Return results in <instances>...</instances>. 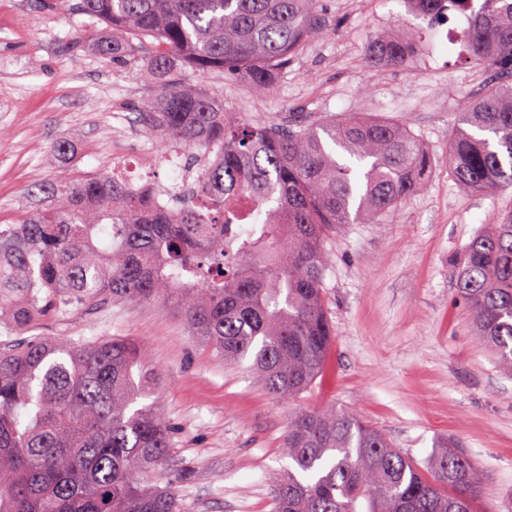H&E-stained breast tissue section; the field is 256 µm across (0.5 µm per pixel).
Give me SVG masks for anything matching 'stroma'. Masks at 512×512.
I'll list each match as a JSON object with an SVG mask.
<instances>
[{"mask_svg":"<svg viewBox=\"0 0 512 512\" xmlns=\"http://www.w3.org/2000/svg\"><path fill=\"white\" fill-rule=\"evenodd\" d=\"M322 31L253 93L223 74L188 72L255 123L315 122L361 112L404 124L432 165L423 188L376 224H343L325 243L323 296L334 338L326 367L300 396H272L247 364L228 365L189 336L179 311L136 301L67 307L34 335L87 342L129 337L148 350L159 380L149 400L172 427L166 462L146 481H175L184 512H271V478L288 466L284 437L296 413L336 406L383 431L425 464L455 440L484 474L476 512H512V377L472 334L453 264L472 237L512 210V187L462 191L448 173V141L474 91L488 85L457 38L467 21L421 23L418 49L400 67H374L367 44L394 35L402 0H320ZM96 20L33 0H0V224L18 219L30 187L125 161L134 179L181 182L185 158L157 159L158 138L136 119L153 96L144 54L108 60L69 46ZM70 144L58 162L57 141Z\"/></svg>","mask_w":512,"mask_h":512,"instance_id":"obj_1","label":"stroma"}]
</instances>
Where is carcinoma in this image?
<instances>
[{"label": "carcinoma", "mask_w": 512, "mask_h": 512, "mask_svg": "<svg viewBox=\"0 0 512 512\" xmlns=\"http://www.w3.org/2000/svg\"><path fill=\"white\" fill-rule=\"evenodd\" d=\"M105 23L91 44L125 58L156 41L141 72L154 90L137 122L179 150L189 188L136 187L126 169L38 185L15 224H0V512H183L173 483L135 470L169 454L170 427L148 396V353L129 339L30 336L70 305L137 300L179 308L191 335L287 397L322 372L332 339L322 298L323 243L338 224H375L419 190L431 166L403 124L359 113L315 123L252 124L224 111L200 75L235 76L257 93L320 24L316 0H70ZM444 0H404L426 20ZM472 64L508 77L459 115L448 171L459 188L512 186V0L472 6L461 32ZM416 30L369 45L373 66H400ZM477 339L512 374V212L466 246L453 271ZM291 465L274 477L273 512H475L482 471L456 448L416 466L386 435L335 407L292 417Z\"/></svg>", "instance_id": "carcinoma-1"}]
</instances>
